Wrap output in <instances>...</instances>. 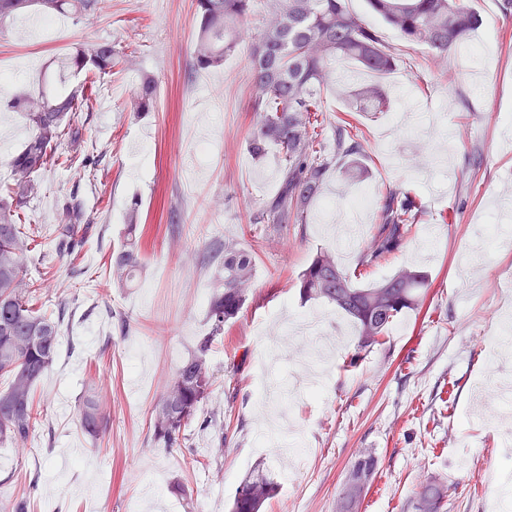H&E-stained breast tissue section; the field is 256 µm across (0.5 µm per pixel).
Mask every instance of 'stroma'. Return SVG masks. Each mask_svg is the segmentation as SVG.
Masks as SVG:
<instances>
[{"label": "stroma", "mask_w": 512, "mask_h": 512, "mask_svg": "<svg viewBox=\"0 0 512 512\" xmlns=\"http://www.w3.org/2000/svg\"><path fill=\"white\" fill-rule=\"evenodd\" d=\"M481 24L439 67L372 14L351 10L395 49L382 82V112L356 114L367 134L363 165L335 156L305 224L280 231L251 223L277 194L282 155L248 151L249 47L268 11L257 0L238 49L223 65L194 69L195 0H99L94 15L61 14L55 32H25L0 21V186L30 135L17 95L55 89L60 62L108 40L133 64L97 83L79 121L97 164H56L39 172L42 195L27 214L41 235L27 277L43 286V311L65 309L58 356L38 384L42 418L25 449L0 446V504L30 489L29 512H230L235 489L256 465L280 485L265 512H336L349 466L374 453L379 471L362 512H415L434 477L448 486L444 512H490L498 487L512 512V456L504 429L489 418L495 391L475 392L493 356L488 344L512 318V233L484 245V228L512 221V7L469 0ZM338 67L323 92L337 124L357 86L374 75L355 62ZM158 84L153 111L132 108L144 79ZM411 191L424 215L390 262L360 272L362 245L343 251L336 224L354 195L366 193V236L378 225L386 186ZM81 201L88 223L68 238L55 216ZM138 208L142 267L125 288L112 285V254ZM254 250L247 303L208 357L216 373L210 405L224 412L221 462L192 470L181 453L155 447L150 413L165 380L195 349L226 241ZM320 251L366 286L405 266L427 272L422 305L401 314L383 345L357 352L351 320L322 300L302 301L297 279ZM96 394L107 421L87 435L83 404ZM215 429L195 433L209 457ZM183 484L184 493L174 490Z\"/></svg>", "instance_id": "obj_1"}]
</instances>
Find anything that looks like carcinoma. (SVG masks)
Masks as SVG:
<instances>
[{"instance_id": "1", "label": "carcinoma", "mask_w": 512, "mask_h": 512, "mask_svg": "<svg viewBox=\"0 0 512 512\" xmlns=\"http://www.w3.org/2000/svg\"><path fill=\"white\" fill-rule=\"evenodd\" d=\"M270 11L249 49L252 73L251 109L257 123L249 139L252 155L260 159L271 145L283 157V176L277 196L258 220L265 224H304L311 203L318 197L330 161L317 146L325 121L321 89L327 83L332 61L351 60L379 78L396 65V56L378 32L345 0H268ZM370 11L401 33L406 42L424 46L437 56L464 43L480 23L466 0H367ZM200 16L192 56L196 70L208 69L236 51L240 29L254 13L255 0H195ZM36 6L45 21L57 14L91 15L98 0H0V21ZM125 63L112 42L88 50L78 49L60 64V87L37 97L18 96L11 106L25 115L30 136L10 161L11 181L0 190V445L27 443L39 422L37 384L52 367L60 345V323L34 309L40 289L25 278L23 261L32 251V234L18 224L19 212L39 196L42 185L35 175L54 156V149L70 139L72 151L81 147L79 113L91 105L89 86L70 78L91 71L98 78L112 74ZM154 80L146 78L136 91L133 108L149 112L155 104ZM356 112H379L385 105L378 84L353 93ZM365 134L342 120L335 126L336 155L358 162L364 153ZM137 203L128 213L126 242L112 255L116 285L124 287L141 266L136 241ZM423 209L410 193L397 188L385 191L377 232L361 255L367 270L388 262L404 244ZM86 220L82 204L73 199L57 213L63 232L74 231ZM255 277L254 252L235 244L224 246V261L208 302L209 334L168 378L150 415L152 441L163 448H188L192 427L208 428L216 414L208 409L214 374L207 354L224 324L235 319L248 300ZM428 286V275L402 267L393 275L368 286L355 284L328 252L316 253L299 277V296L322 299L348 315L357 330L356 350L381 343L396 318L417 309ZM85 432L97 439L106 430L101 408L89 400L81 414ZM378 458L364 452L352 461L348 478L376 472ZM279 492L267 470L257 467L236 488L231 512H262ZM447 489L433 479L419 492L415 512H442Z\"/></svg>"}]
</instances>
